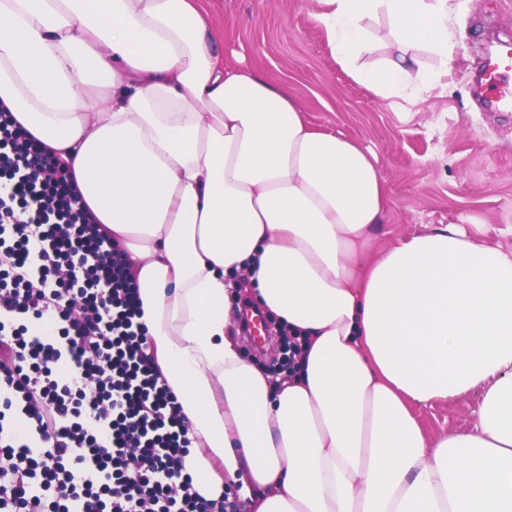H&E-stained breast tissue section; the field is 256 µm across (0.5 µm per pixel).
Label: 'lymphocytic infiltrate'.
Here are the masks:
<instances>
[{
	"mask_svg": "<svg viewBox=\"0 0 512 512\" xmlns=\"http://www.w3.org/2000/svg\"><path fill=\"white\" fill-rule=\"evenodd\" d=\"M141 316L71 174L0 111V512H224Z\"/></svg>",
	"mask_w": 512,
	"mask_h": 512,
	"instance_id": "lymphocytic-infiltrate-1",
	"label": "lymphocytic infiltrate"
}]
</instances>
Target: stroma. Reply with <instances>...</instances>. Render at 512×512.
Here are the masks:
<instances>
[{
	"label": "stroma",
	"mask_w": 512,
	"mask_h": 512,
	"mask_svg": "<svg viewBox=\"0 0 512 512\" xmlns=\"http://www.w3.org/2000/svg\"><path fill=\"white\" fill-rule=\"evenodd\" d=\"M225 59L287 88L316 129L377 156L387 192L376 244L462 227L479 244L512 249V107L484 110L471 81L491 34H512V0H463L448 23L452 53L440 85L382 98L354 82L334 61L314 23L313 0H206ZM481 389L448 404L414 409L427 437L466 432Z\"/></svg>",
	"instance_id": "stroma-1"
}]
</instances>
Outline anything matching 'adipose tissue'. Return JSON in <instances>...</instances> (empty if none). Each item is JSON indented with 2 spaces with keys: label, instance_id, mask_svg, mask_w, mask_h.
<instances>
[{
  "label": "adipose tissue",
  "instance_id": "adipose-tissue-1",
  "mask_svg": "<svg viewBox=\"0 0 512 512\" xmlns=\"http://www.w3.org/2000/svg\"><path fill=\"white\" fill-rule=\"evenodd\" d=\"M336 63L387 96L440 80L451 0H316ZM390 55L363 62L370 20ZM201 0H0V108L127 251L148 351L189 425L195 492L253 512H512V250L444 227L375 248L372 151L225 63ZM246 279L301 344L271 376L230 331ZM483 386L473 432L412 405Z\"/></svg>",
  "mask_w": 512,
  "mask_h": 512
}]
</instances>
